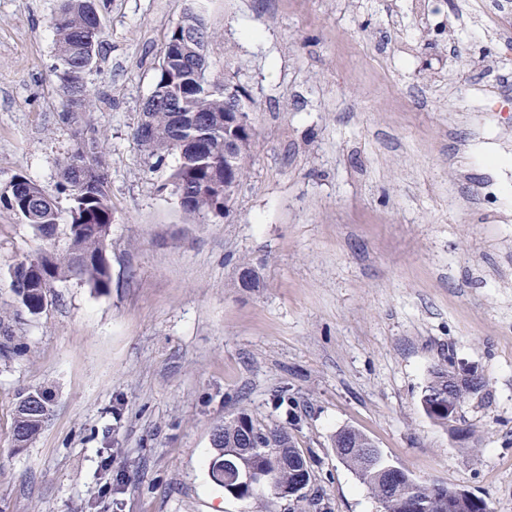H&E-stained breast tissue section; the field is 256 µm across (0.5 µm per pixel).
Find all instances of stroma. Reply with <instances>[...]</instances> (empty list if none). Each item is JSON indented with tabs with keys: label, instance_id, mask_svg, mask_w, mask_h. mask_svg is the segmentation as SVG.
Here are the masks:
<instances>
[{
	"label": "stroma",
	"instance_id": "obj_1",
	"mask_svg": "<svg viewBox=\"0 0 512 512\" xmlns=\"http://www.w3.org/2000/svg\"><path fill=\"white\" fill-rule=\"evenodd\" d=\"M442 0H96L85 80L64 122L59 0H0V186L55 194L83 137L103 144L114 220L108 293L75 281L22 310L10 271L43 240L0 209V512H256L209 472L214 429L246 408L287 427L331 512H380L337 457L351 427L419 481L512 512V52ZM212 35L209 82L244 85L256 143L231 219L186 217L134 139L169 30ZM249 261L260 283L239 284ZM473 368L453 438L421 406L437 365ZM53 412L14 451L21 393ZM286 408H275L279 391Z\"/></svg>",
	"mask_w": 512,
	"mask_h": 512
}]
</instances>
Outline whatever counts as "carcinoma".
<instances>
[{
    "label": "carcinoma",
    "mask_w": 512,
    "mask_h": 512,
    "mask_svg": "<svg viewBox=\"0 0 512 512\" xmlns=\"http://www.w3.org/2000/svg\"><path fill=\"white\" fill-rule=\"evenodd\" d=\"M93 0H60L52 18L56 44L55 70L59 72L67 109L65 121L75 111H94L88 93L86 73L92 68L87 47L102 44L101 20L91 15ZM209 38L202 16L188 9L183 25L174 26L166 39L167 53L156 69L153 89L142 113L145 125L136 126L134 138L160 163L167 155L177 157L169 174L170 185L180 197L189 217L221 215L224 185L236 189L247 177L252 152L224 153V85L204 81V46ZM103 146L94 137L83 138L62 167L60 191L70 201L66 245L58 250L56 197L23 173L0 187V207L30 225L47 242L48 248L16 263L11 270L10 288L21 307L36 315L43 307L46 290L56 281L76 280L96 293L109 291L112 275L107 257V240L113 221L112 198L102 160ZM230 180L224 181V170ZM448 366L434 367L422 395L439 398L441 407L429 400L423 406L434 422L448 426V399L465 401L481 392L460 388L448 392ZM52 412L45 393L28 390L19 396L13 418V444L26 448L39 434ZM370 438L352 428L336 431L333 447L337 457L378 501L381 512H448V484L439 480L418 482L405 469L390 462L375 449L366 451ZM211 476L224 493L242 501L271 499L301 503L305 497L288 496L293 469L288 461L305 458L287 430L259 421L243 409L224 420L213 440ZM262 472L270 485L259 488L244 483L245 474Z\"/></svg>",
    "instance_id": "1"
}]
</instances>
